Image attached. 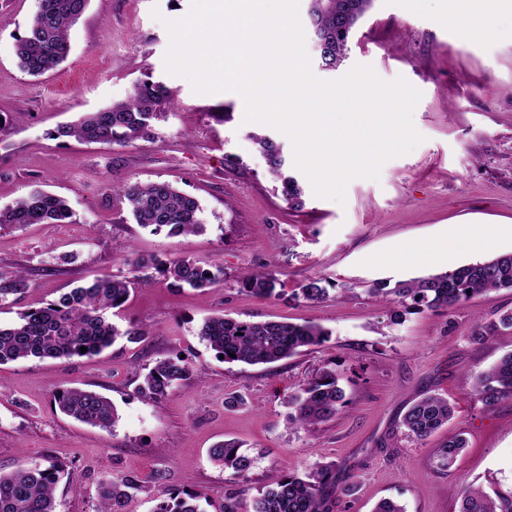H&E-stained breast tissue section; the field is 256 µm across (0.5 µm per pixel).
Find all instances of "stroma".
Returning <instances> with one entry per match:
<instances>
[{"instance_id": "1", "label": "stroma", "mask_w": 512, "mask_h": 512, "mask_svg": "<svg viewBox=\"0 0 512 512\" xmlns=\"http://www.w3.org/2000/svg\"><path fill=\"white\" fill-rule=\"evenodd\" d=\"M447 5L374 0L341 65L326 70L312 61L325 81L369 65L421 93L413 123L422 143L386 161L378 179L351 180L340 204L314 195L285 134L245 122L238 94H198L166 72L163 21L183 17L190 0H90L71 30L67 60L40 77L21 71L14 54L39 0H0V207L39 188L65 197L78 217L0 228V265L32 271L21 299L0 306V324L94 276L129 274L134 254L224 265L223 281L203 292L160 275L131 290L114 322L142 328L137 342L117 339L92 358L0 365V471L58 464L59 512H93L108 473L135 476L142 486L127 512H152L163 492L202 493L204 512H224L231 492L249 512L264 486L317 461L334 464L337 481L355 486L337 496L335 512H372L383 499L406 512H458L456 495L467 487L512 498V399L488 407L473 389L476 372L512 351V336L471 339L512 311V290L438 311H398L368 294L381 283L512 252V9L467 13L452 29ZM148 77L175 97L149 136L126 146L53 138L58 125L126 99ZM258 134L282 145L283 171L302 187L303 207L288 205ZM161 180L198 200L202 232H150L112 194L116 186ZM479 234L492 247L474 250ZM65 253L74 262H61ZM262 268L279 271L282 296L240 291V273ZM308 277L324 279L326 300L294 299ZM216 314L310 321L329 337L273 365L227 363L198 335ZM175 356L189 363L190 379L159 400L140 398L145 367ZM325 367L339 375L345 405L328 422L296 428L290 401ZM71 387L109 397L120 414L114 429L61 414L53 393ZM430 393L455 404L446 432H463L468 442L445 472L430 466L445 432L416 441L399 427L406 408ZM233 394L244 405L226 407ZM229 440L254 459L246 478L230 480L209 459L213 445Z\"/></svg>"}]
</instances>
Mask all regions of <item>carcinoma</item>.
<instances>
[{"instance_id":"obj_1","label":"carcinoma","mask_w":512,"mask_h":512,"mask_svg":"<svg viewBox=\"0 0 512 512\" xmlns=\"http://www.w3.org/2000/svg\"><path fill=\"white\" fill-rule=\"evenodd\" d=\"M89 0H40L39 10L24 35L16 38L15 57L23 71L40 76L55 70L69 55V31L85 12ZM373 0H313L309 25L312 39L323 44L318 60L326 69L339 66L346 57L353 28L370 9ZM174 101L172 91L150 79L134 85L123 101L97 112H88L72 124L61 125L54 135L73 137L90 143L130 144L148 136L153 123ZM268 160L270 171L282 177V148L258 134L252 135ZM283 194L291 206L302 205V189L291 177H283ZM122 197L135 220L144 229L168 231L171 236L190 235L203 228L198 201L167 181L145 185H125L115 191ZM77 219L68 201L56 194L35 189L12 205L0 208V228L26 224H75ZM140 284H148L141 272L154 269L178 288L205 290L224 278L218 262L204 265L189 257L166 263L137 257L129 262ZM322 278H306L294 296L320 302L328 296ZM240 290L260 298L281 295V281L275 270L251 271L240 279ZM133 285L128 276L102 275L83 282L45 306L19 313L18 321L0 326V365L29 358L70 359L93 356L113 344L117 337L133 341L143 335L134 326L120 330L111 320L125 304ZM31 287L28 271L0 265V304L14 302ZM512 289V254L462 265L452 271L431 274L396 283L392 288L375 287L372 294L394 296L393 302L422 310L452 307L469 295L488 290ZM198 336L229 363L269 365L292 358L312 346L324 343L329 333L314 323L252 321L222 315L201 324ZM86 347L81 352L80 347ZM191 370L180 357L156 361L143 377L137 392L146 400H157L187 380ZM475 391L481 401L492 406L512 398V352L503 355L491 368L475 374ZM55 404L65 415L83 424L109 431L119 420L112 401L100 393L79 388L57 391ZM294 422L315 426L334 418L344 407V391L336 370L323 368L290 401ZM455 406L447 398L428 395L412 403L402 417L406 436L424 440L453 418ZM466 447L460 433L436 451L435 464L442 471L451 468ZM235 441L217 444L211 459L229 473L231 479L245 476L253 459L240 451ZM62 469L18 465L0 472V512H58L56 485ZM130 476L107 478L99 483L94 512H125L130 491L137 489ZM336 483L331 464L317 462L302 475L287 474L262 489L254 500L253 512H333ZM458 512H512V500L496 501L480 489L459 492ZM199 493L182 496L167 493L157 498L153 512H203Z\"/></svg>"}]
</instances>
